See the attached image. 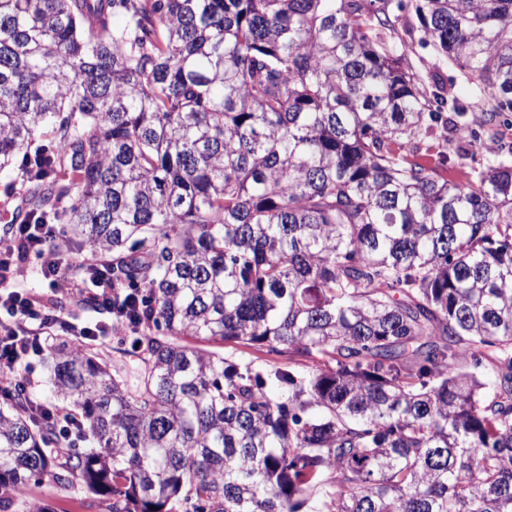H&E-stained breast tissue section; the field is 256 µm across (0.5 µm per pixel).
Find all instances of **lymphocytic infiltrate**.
I'll use <instances>...</instances> for the list:
<instances>
[{
	"label": "lymphocytic infiltrate",
	"mask_w": 512,
	"mask_h": 512,
	"mask_svg": "<svg viewBox=\"0 0 512 512\" xmlns=\"http://www.w3.org/2000/svg\"><path fill=\"white\" fill-rule=\"evenodd\" d=\"M59 236L60 231L53 223L20 224L12 238L0 244V269H14L17 276L13 283L0 279V312L8 315L7 320H0V399L10 401L23 397L31 420L39 425H52L57 437L70 447L75 439L82 437V428L72 414L54 404L32 398L31 372L22 366L29 355L44 352L53 328L67 326L66 320L52 306L35 305L20 283L26 275L21 262L27 257H36L40 273L51 291L68 292L73 297L92 300L98 307L111 311V322L67 326L78 346L111 335L115 322L124 317L125 310L115 307L112 301V277L100 270L96 257L88 254L82 260L90 270L87 286H80L71 279L70 266L61 259L56 249ZM32 319L37 320V328L29 327L28 322Z\"/></svg>",
	"instance_id": "lymphocytic-infiltrate-1"
}]
</instances>
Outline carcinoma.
I'll return each instance as SVG.
<instances>
[{
	"label": "carcinoma",
	"instance_id": "1",
	"mask_svg": "<svg viewBox=\"0 0 512 512\" xmlns=\"http://www.w3.org/2000/svg\"><path fill=\"white\" fill-rule=\"evenodd\" d=\"M411 7L484 123L512 112V0ZM405 8L0 0L13 220L63 214L117 301L144 292L135 365L49 350L91 447L0 405V501L77 481L109 512H512V144L465 185L416 161L437 133L486 145L389 47ZM233 353L237 358L243 362L254 361L255 363H262L264 360L287 361L286 357H276L267 355L264 350L256 347H246L242 345L224 344V354Z\"/></svg>",
	"mask_w": 512,
	"mask_h": 512
}]
</instances>
